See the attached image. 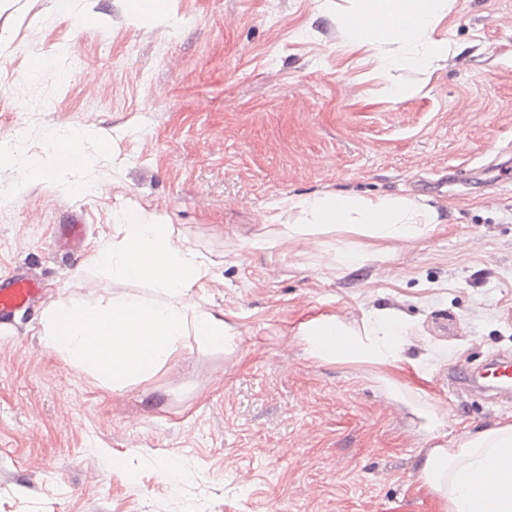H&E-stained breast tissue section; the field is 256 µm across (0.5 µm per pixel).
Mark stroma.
Masks as SVG:
<instances>
[{"instance_id":"35a3bbf8","label":"stroma","mask_w":512,"mask_h":512,"mask_svg":"<svg viewBox=\"0 0 512 512\" xmlns=\"http://www.w3.org/2000/svg\"><path fill=\"white\" fill-rule=\"evenodd\" d=\"M336 3L167 0L151 24L129 0H0V138L21 158L46 157L55 130L108 146L72 192L48 176L14 193L17 166L0 164V271L43 286L0 327V512H439L421 453L512 423V401L440 383L512 354V0H453L436 34L460 51L429 73L351 45ZM336 190L408 196L447 221L348 265L336 250L355 233L284 239L273 203ZM128 210L208 257L198 304L234 336L186 339L118 394L46 347L42 316L60 299L155 298L86 261ZM73 212L86 235L69 259L54 228ZM372 308L409 326L413 405L297 339L312 318ZM418 405L443 420L437 439Z\"/></svg>"}]
</instances>
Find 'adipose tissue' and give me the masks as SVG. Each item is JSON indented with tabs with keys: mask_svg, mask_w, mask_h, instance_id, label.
Masks as SVG:
<instances>
[{
	"mask_svg": "<svg viewBox=\"0 0 512 512\" xmlns=\"http://www.w3.org/2000/svg\"><path fill=\"white\" fill-rule=\"evenodd\" d=\"M351 10L336 14V24L358 47L380 51L396 46L407 68L439 66L454 53L435 30L449 0H353ZM426 54H416L417 46ZM86 134H58L44 159L27 161L24 174L41 177L87 166ZM293 220L286 237H310L344 228L376 241H407L441 224L434 206L404 196H363L323 192L284 203ZM119 236L111 246L95 248L90 262L111 267L113 276L154 283L159 296L96 301H58L43 317L47 347L65 354L115 393L146 381L165 367L193 337L197 345L222 349L232 340L223 318L195 307L206 288L209 262L173 225L150 222L140 213L123 212ZM405 329L396 314L374 310L359 324L336 315L302 323L298 338L318 359L373 368L394 399L403 387L395 378L405 360ZM421 488L438 500L440 512H512V424L465 438L459 447H435L420 458Z\"/></svg>",
	"mask_w": 512,
	"mask_h": 512,
	"instance_id": "adipose-tissue-1",
	"label": "adipose tissue"
}]
</instances>
